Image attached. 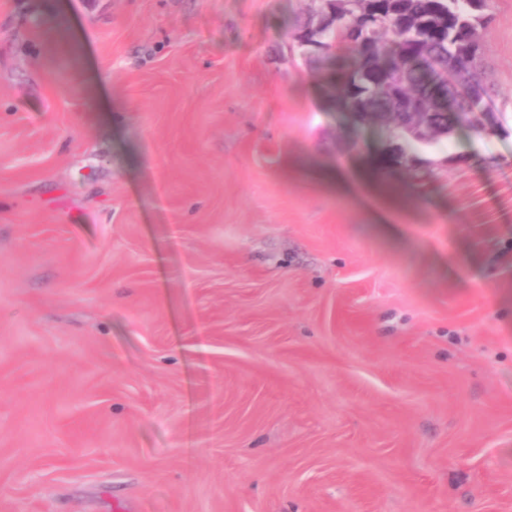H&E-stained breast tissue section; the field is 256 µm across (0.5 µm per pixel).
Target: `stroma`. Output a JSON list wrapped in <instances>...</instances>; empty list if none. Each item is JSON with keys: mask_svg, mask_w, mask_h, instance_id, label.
Segmentation results:
<instances>
[{"mask_svg": "<svg viewBox=\"0 0 512 512\" xmlns=\"http://www.w3.org/2000/svg\"><path fill=\"white\" fill-rule=\"evenodd\" d=\"M307 5L0 0V512H512V0L390 221Z\"/></svg>", "mask_w": 512, "mask_h": 512, "instance_id": "35a3bbf8", "label": "stroma"}]
</instances>
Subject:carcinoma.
<instances>
[{"label":"carcinoma","mask_w":512,"mask_h":512,"mask_svg":"<svg viewBox=\"0 0 512 512\" xmlns=\"http://www.w3.org/2000/svg\"><path fill=\"white\" fill-rule=\"evenodd\" d=\"M489 0H374L373 15L385 21L382 33L356 10L336 17L330 32L312 50L308 63L327 73L325 90L338 99L366 97L371 111L389 106L385 92L404 103L393 111L408 112L420 104L434 113L442 132L485 111L495 98L494 86L479 80L461 92L445 83L448 67L483 68L481 47L470 41L471 30L487 22ZM342 46L352 49L342 58Z\"/></svg>","instance_id":"cac0c4a2"}]
</instances>
